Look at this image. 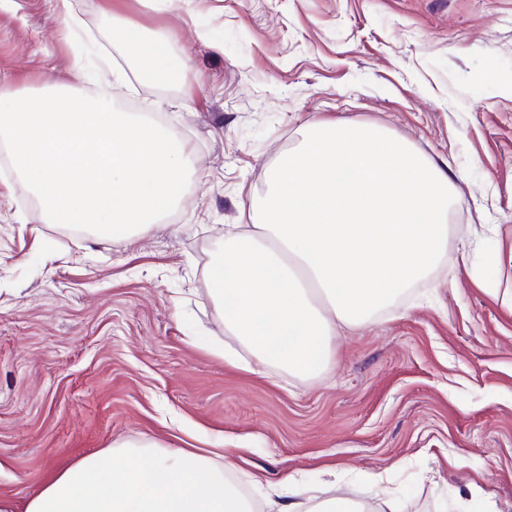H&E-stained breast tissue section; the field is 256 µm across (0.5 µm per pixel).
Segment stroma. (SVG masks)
Masks as SVG:
<instances>
[{
  "label": "stroma",
  "mask_w": 512,
  "mask_h": 512,
  "mask_svg": "<svg viewBox=\"0 0 512 512\" xmlns=\"http://www.w3.org/2000/svg\"><path fill=\"white\" fill-rule=\"evenodd\" d=\"M71 4L66 39L61 0H0V85L109 88L195 169L173 214L111 244L24 223L37 205L0 146V497L147 439L240 447L235 477L262 505L300 470L396 512H512V0H112L168 40L162 83L111 40L102 0ZM89 45L96 76L73 79ZM313 120L381 126L443 170L455 230L324 368L260 376L224 359L241 344L210 272Z\"/></svg>",
  "instance_id": "stroma-1"
}]
</instances>
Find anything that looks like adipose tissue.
<instances>
[{
  "instance_id": "obj_1",
  "label": "adipose tissue",
  "mask_w": 512,
  "mask_h": 512,
  "mask_svg": "<svg viewBox=\"0 0 512 512\" xmlns=\"http://www.w3.org/2000/svg\"><path fill=\"white\" fill-rule=\"evenodd\" d=\"M111 36L158 82L164 42L113 15ZM448 176L372 124L310 123L272 168L260 221L225 232L211 290L225 330L254 358L308 374L329 362L338 330L362 325L426 279L448 249ZM231 454L141 443L83 457L23 507L0 512H255L228 474ZM279 512H375L342 496L317 499L294 476Z\"/></svg>"
}]
</instances>
